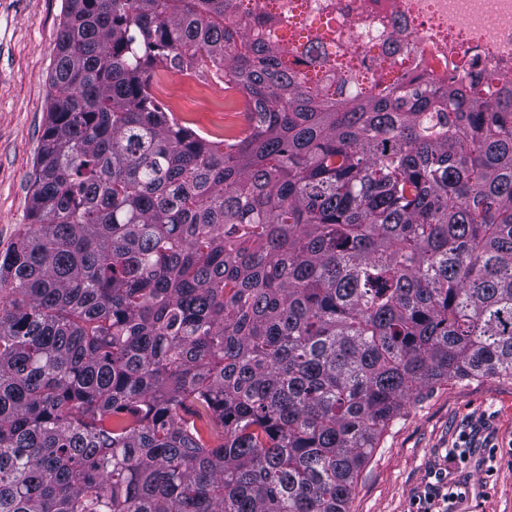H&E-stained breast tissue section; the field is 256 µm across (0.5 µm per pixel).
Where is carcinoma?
<instances>
[{
    "mask_svg": "<svg viewBox=\"0 0 512 512\" xmlns=\"http://www.w3.org/2000/svg\"><path fill=\"white\" fill-rule=\"evenodd\" d=\"M322 2L65 0L0 259V512H349L413 391L512 376V82ZM185 74L157 69L152 79L153 93L168 105L166 98L158 93L155 85L157 77L163 75L167 91L175 101L173 112L179 117L194 122L201 130L210 133L218 132L228 115H231L233 124L238 128L242 127L244 121L241 113L244 108L239 104V94L224 92V83L216 82L210 76Z\"/></svg>",
    "mask_w": 512,
    "mask_h": 512,
    "instance_id": "cac0c4a2",
    "label": "carcinoma"
}]
</instances>
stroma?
<instances>
[{
	"label": "stroma",
	"instance_id": "stroma-1",
	"mask_svg": "<svg viewBox=\"0 0 512 512\" xmlns=\"http://www.w3.org/2000/svg\"><path fill=\"white\" fill-rule=\"evenodd\" d=\"M64 0H0V256L31 221L37 152L50 103ZM175 111L201 130L242 125L240 96L209 76L164 74ZM466 447L465 462L447 464ZM460 495L448 512H512V378L441 381L412 393L363 467L350 512H409L431 470Z\"/></svg>",
	"mask_w": 512,
	"mask_h": 512
}]
</instances>
